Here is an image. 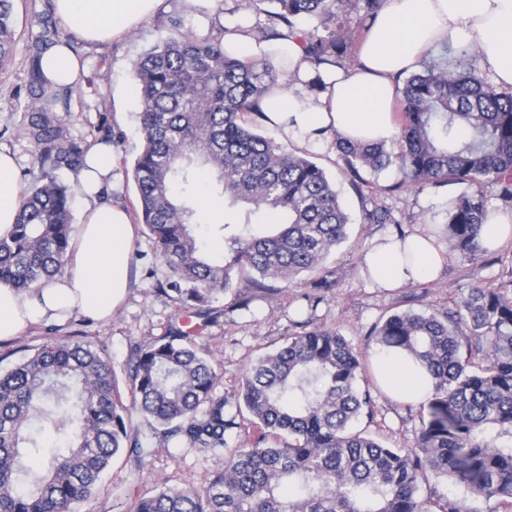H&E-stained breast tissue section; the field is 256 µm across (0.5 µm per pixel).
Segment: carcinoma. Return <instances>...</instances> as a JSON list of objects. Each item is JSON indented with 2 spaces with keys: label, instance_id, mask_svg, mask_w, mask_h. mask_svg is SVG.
<instances>
[{
  "label": "carcinoma",
  "instance_id": "1",
  "mask_svg": "<svg viewBox=\"0 0 512 512\" xmlns=\"http://www.w3.org/2000/svg\"><path fill=\"white\" fill-rule=\"evenodd\" d=\"M267 5L264 39L282 30L302 34L313 64L347 68L353 43L343 18L369 29L385 0H259ZM316 21L304 32L300 23ZM42 33L29 56L28 103L21 136L43 176L21 190L12 231L0 237V283L38 287L62 273L74 217L61 173L83 166L91 144L71 133L73 87L52 88L43 70ZM12 0H0V62L13 51ZM143 147L131 169L138 219L171 271L167 288L202 320L210 304L234 293V310L317 272L301 295L300 331L261 356L229 398L217 374L180 328L131 349L132 401L126 404L112 363L79 343L52 342L0 371V512H79L123 449L151 455L128 432L130 411L149 422L150 439L224 454V465L199 487L162 486L140 493L131 512H472L462 500L422 496L429 478L466 487L512 512V280L474 287L448 307L396 311L371 328L382 354L403 351L434 379L410 448H390L357 423L373 419L361 352L337 331L316 323L322 294L334 283L323 271L347 238L349 214L325 169L306 153L285 151L261 134V103L288 90L271 58L243 62L222 40L190 30L164 40L132 66ZM401 118L389 144L336 142L343 173L359 196L362 172L395 169L388 190L461 186L431 219L448 251L463 261L485 252L490 216L484 188L512 204V92L497 90L475 52L447 48L403 81ZM206 170L224 205L244 207L235 222L217 224L224 255L206 257L193 232L201 223L195 175ZM263 215L272 233H259ZM364 224H392L384 207L362 206ZM247 277V290L235 281ZM468 332H459L460 324ZM248 416L252 432L238 442ZM51 430L59 445L42 437Z\"/></svg>",
  "mask_w": 512,
  "mask_h": 512
}]
</instances>
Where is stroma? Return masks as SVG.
Here are the masks:
<instances>
[{
  "instance_id": "obj_1",
  "label": "stroma",
  "mask_w": 512,
  "mask_h": 512,
  "mask_svg": "<svg viewBox=\"0 0 512 512\" xmlns=\"http://www.w3.org/2000/svg\"><path fill=\"white\" fill-rule=\"evenodd\" d=\"M183 15L179 0H172L169 13L145 21L123 40L107 44L77 41L75 48L84 66L81 84L71 99L67 125L72 133L97 142L100 124L112 131L116 155L114 179L107 194L128 208H136L131 164L142 148V136L134 93L133 62L158 42L180 37L182 30L194 27L192 17H184L182 28L169 23L170 15ZM44 17L49 27L59 28L49 0H14L17 42L14 53L0 67V147L19 159L21 185L32 184L39 175L31 145L19 137L18 127L26 110L27 60L29 48L40 34L36 17ZM316 161L335 182L340 200L352 222L346 240L327 260L334 288L325 293L317 309L319 324L336 329L363 355H372L366 335L384 316L398 310L423 312L447 306L449 300L476 286L512 280V241L488 249L474 261L448 257L443 269L431 280L393 291L373 287L362 272L364 252L378 236L403 231L411 234L424 229L428 212L439 205L437 192L393 190V169L368 174L376 190L366 201L389 209L390 224H364L360 221L363 200L352 190L342 172V162L333 145L310 147ZM133 283L130 293L110 323L88 315H77L64 323L45 322L27 329L9 342H0V369L6 370L26 354L58 338L78 342L103 352L112 362L120 388L128 386V356L131 344L147 343L182 326L185 311L159 291L169 270L159 257L146 229H138L132 253ZM307 275H300L283 292L268 295L253 305L252 313L231 311V296L218 297L211 304V316L199 327L198 347L212 359L218 374L217 391L224 395L238 392L246 370L262 354L285 342L298 330L305 315L296 299L307 290ZM375 407L370 429L383 444L403 448L414 443L422 407L395 399L380 388L372 390ZM223 454H202L181 445L176 452L156 447L154 454L137 461L122 453L105 473L94 496L83 504V512H130L132 493L137 487L155 484L199 486L223 463Z\"/></svg>"
}]
</instances>
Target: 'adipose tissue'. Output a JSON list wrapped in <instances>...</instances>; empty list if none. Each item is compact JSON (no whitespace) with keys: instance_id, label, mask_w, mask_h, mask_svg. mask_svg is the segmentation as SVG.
<instances>
[{"instance_id":"ef3b65f1","label":"adipose tissue","mask_w":512,"mask_h":512,"mask_svg":"<svg viewBox=\"0 0 512 512\" xmlns=\"http://www.w3.org/2000/svg\"><path fill=\"white\" fill-rule=\"evenodd\" d=\"M201 34L220 37L235 57H261L262 44L251 27L218 18V0H180ZM61 25L91 42L116 40L157 13L168 0H54ZM448 43L475 50L489 81L512 91V0H386L362 42L354 70L319 68L306 59L299 35L279 40L288 70L296 79L288 90L263 101L264 125L300 145L331 140L380 143L396 133L393 118L398 78L420 69L429 50ZM321 79L318 91L308 84ZM111 146L95 145L85 168L73 178L88 199L66 255L64 271L32 291L0 284V341L19 336L29 325L59 321L75 313L111 319L129 288L134 227L125 207L106 201L112 178ZM20 204L18 165L0 150V236L9 233ZM446 259L443 246L425 232L406 240L387 235L374 240L364 261L377 287L401 288L431 277ZM378 380L393 397L425 403L433 380L399 355L378 360Z\"/></svg>"}]
</instances>
